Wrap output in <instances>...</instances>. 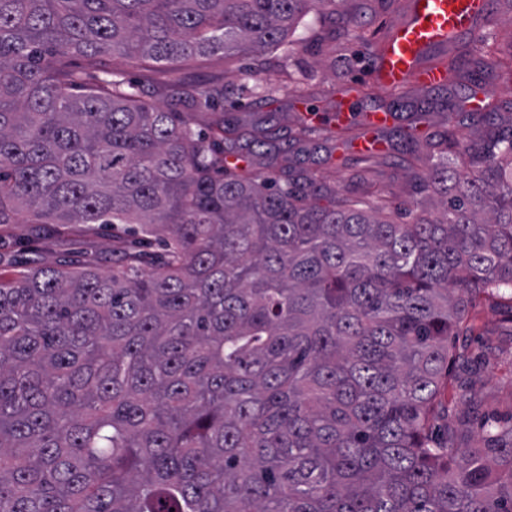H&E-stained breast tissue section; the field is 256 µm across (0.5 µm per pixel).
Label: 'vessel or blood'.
<instances>
[{"instance_id": "vessel-or-blood-1", "label": "vessel or blood", "mask_w": 512, "mask_h": 512, "mask_svg": "<svg viewBox=\"0 0 512 512\" xmlns=\"http://www.w3.org/2000/svg\"><path fill=\"white\" fill-rule=\"evenodd\" d=\"M487 17L488 0H409L406 17L389 30L377 51L376 85L391 92L444 85L447 72L430 63V54L457 38L477 35ZM348 117L369 130L361 140L364 152L380 151L382 144L372 131L391 120V111L360 107L356 91L348 88L337 95L336 119Z\"/></svg>"}]
</instances>
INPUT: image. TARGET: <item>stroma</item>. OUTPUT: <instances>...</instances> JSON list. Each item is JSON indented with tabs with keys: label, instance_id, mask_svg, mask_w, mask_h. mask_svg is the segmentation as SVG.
<instances>
[{
	"label": "stroma",
	"instance_id": "stroma-1",
	"mask_svg": "<svg viewBox=\"0 0 512 512\" xmlns=\"http://www.w3.org/2000/svg\"><path fill=\"white\" fill-rule=\"evenodd\" d=\"M409 0H346L333 14H307L279 47L261 55L215 54L195 58L175 68L149 63L133 65L115 54L109 59L139 93L150 96L167 82L221 87L217 111L233 119L265 122L274 112H290L295 98L315 110L335 109L337 91L355 88L362 104L384 106L400 101L404 117L380 129L384 151L367 154L354 140L337 137L335 129L312 127L306 143H286L272 138L266 156L239 161L243 171H258L282 179L284 158L314 167L318 177L335 184L343 194L358 196L381 191L391 200L395 221H405L406 210L420 200L417 185L404 161L407 113H418V132L423 136L452 131L449 112L457 97L454 85H446L422 98L419 89L407 95L380 89L373 81L374 54L390 28L406 16ZM456 58L464 71L486 88L512 85V0H494L490 21L478 38H460L433 53L434 61ZM30 227L0 226V279L9 280L16 261L25 257ZM132 226L87 229L78 224H55L38 243L37 259L56 265L72 257L96 263L100 272L112 270L113 248L138 242ZM456 346L482 353L477 372L453 363L448 371L444 401L459 418L457 428L467 442L482 435L487 423L505 424L512 419V323L505 321L501 306L487 302L474 318L471 333L457 337Z\"/></svg>",
	"mask_w": 512,
	"mask_h": 512
}]
</instances>
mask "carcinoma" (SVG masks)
Masks as SVG:
<instances>
[{"mask_svg":"<svg viewBox=\"0 0 512 512\" xmlns=\"http://www.w3.org/2000/svg\"><path fill=\"white\" fill-rule=\"evenodd\" d=\"M316 2L346 0H0V224L163 242L0 281V512H512V425L461 448L441 399L448 338L512 288V99L478 142L410 139L441 212L398 224L235 173L269 128L176 119L219 91L166 112L106 68L262 51Z\"/></svg>","mask_w":512,"mask_h":512,"instance_id":"cac0c4a2","label":"carcinoma"}]
</instances>
